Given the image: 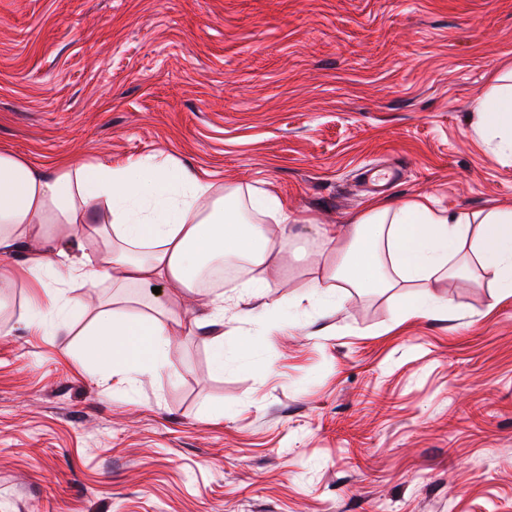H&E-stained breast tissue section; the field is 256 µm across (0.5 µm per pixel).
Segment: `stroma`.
Listing matches in <instances>:
<instances>
[{"label":"stroma","instance_id":"stroma-1","mask_svg":"<svg viewBox=\"0 0 512 512\" xmlns=\"http://www.w3.org/2000/svg\"><path fill=\"white\" fill-rule=\"evenodd\" d=\"M512 70V0H0V147L52 167L174 162L288 206L263 298L160 297L168 368L120 386L84 333L111 280L45 333L0 299V512H512V298L489 277L309 300L318 228L373 198L512 202L475 130ZM401 167L370 190L367 171ZM224 338L216 367L214 336Z\"/></svg>","mask_w":512,"mask_h":512}]
</instances>
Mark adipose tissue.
Masks as SVG:
<instances>
[{"label":"adipose tissue","mask_w":512,"mask_h":512,"mask_svg":"<svg viewBox=\"0 0 512 512\" xmlns=\"http://www.w3.org/2000/svg\"><path fill=\"white\" fill-rule=\"evenodd\" d=\"M477 133L512 156V81L493 85L479 103ZM214 184L178 165L159 166L145 157L123 163L74 165L57 160L53 171L9 150H0V252L26 243L31 259L20 274L0 270V296L18 278L38 293L40 307L19 326L38 330L65 322L84 308L83 289L105 278L120 288L161 283L193 291L205 269L226 259L254 270L246 281L261 296L259 272L279 252L261 215L287 224L288 211L276 195L250 193L245 210L230 209ZM77 234L96 255L76 263L53 251L49 229ZM328 261L310 283L311 297L326 298L332 282L344 288L414 287L405 317L444 314L446 301L431 288L447 278L492 274L499 294L512 297V205L495 206L473 221L464 212L434 209L420 196L399 205L380 199L344 224L320 231ZM173 311L156 306L151 315L100 313L85 344L112 368L118 383L155 376L168 364Z\"/></svg>","instance_id":"obj_1"}]
</instances>
